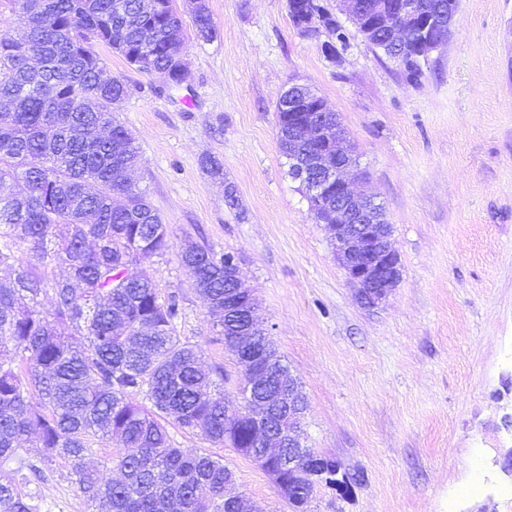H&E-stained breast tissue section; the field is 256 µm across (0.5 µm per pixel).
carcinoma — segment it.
Here are the masks:
<instances>
[{
  "label": "carcinoma",
  "instance_id": "carcinoma-1",
  "mask_svg": "<svg viewBox=\"0 0 512 512\" xmlns=\"http://www.w3.org/2000/svg\"><path fill=\"white\" fill-rule=\"evenodd\" d=\"M448 16L449 0H415ZM21 24L0 32V464L14 462L21 481H0V512H36L23 491V469L35 477L62 462L92 512H258L224 499L230 469L194 448L173 444L167 426L202 427L206 440L231 443L262 470L283 460L258 455L257 428L231 409L224 389L202 366V350L176 334L179 299L129 268L165 255L173 243L145 192L117 182L134 168L139 147L118 120L130 87L103 84L107 69L95 45L115 50L132 68L180 80L184 64L172 44L186 40L174 0H12ZM196 37L217 38L210 13L192 15ZM366 42L402 68L407 80L424 64L396 56L388 31ZM295 116L277 107L280 152L288 156ZM231 253L194 244L179 252L207 304L213 326L239 366L288 367L270 339L237 344L246 316L224 317V276ZM66 271L60 278L56 269ZM49 299L44 307L42 298ZM115 444L109 458L121 478L87 467L96 446Z\"/></svg>",
  "mask_w": 512,
  "mask_h": 512
}]
</instances>
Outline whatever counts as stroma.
<instances>
[{
    "mask_svg": "<svg viewBox=\"0 0 512 512\" xmlns=\"http://www.w3.org/2000/svg\"><path fill=\"white\" fill-rule=\"evenodd\" d=\"M214 41L186 37V90L165 91L100 48L131 93L120 121L146 190L177 246L234 253L284 363L308 403L305 442L354 477L317 488L304 512H512V0H459L444 47L419 83L372 50L339 0L340 58L298 34L287 0H206ZM309 85L337 113L392 226L401 279L363 306L287 175L275 128L279 95ZM218 160L223 177L208 173ZM235 206H227L226 189ZM174 251L145 268L176 293L182 340L224 369L238 400L241 369ZM177 446L222 458L233 493L263 512H291L269 476L234 448L170 428ZM40 512H90L66 468L29 486Z\"/></svg>",
    "mask_w": 512,
    "mask_h": 512,
    "instance_id": "obj_1",
    "label": "stroma"
}]
</instances>
